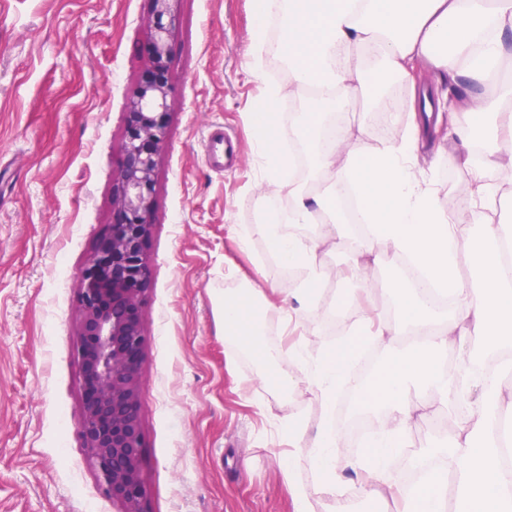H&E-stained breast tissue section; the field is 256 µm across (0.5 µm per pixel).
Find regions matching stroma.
<instances>
[{
    "label": "stroma",
    "mask_w": 512,
    "mask_h": 512,
    "mask_svg": "<svg viewBox=\"0 0 512 512\" xmlns=\"http://www.w3.org/2000/svg\"><path fill=\"white\" fill-rule=\"evenodd\" d=\"M150 0H0V512H112L80 446L84 389L78 355L80 274L112 222V183L126 137L125 112L149 57ZM254 0H178L169 44L167 141L156 157L151 285L142 313V475L147 512H293L285 466L312 483L306 456L286 458L280 425L299 416L306 437L323 426L309 391L290 396L264 384L262 366L224 334V296L244 281L287 290L299 282L263 236L237 232L268 221L251 114L267 82H287L267 30L263 68L252 71ZM396 75L368 85L345 107L352 134L378 144V108L396 97L390 130L421 117L423 91ZM236 142L231 164L214 165L204 146L215 132ZM446 136L421 138L422 174L441 204L457 205L471 169L439 161ZM328 278L315 316L299 335L281 334V312L261 316L260 340L307 358L347 336L360 285L345 280L352 253L317 252ZM398 255L372 268L381 289L374 320L399 315ZM405 351L377 345L376 362L349 403L378 415L364 389Z\"/></svg>",
    "instance_id": "stroma-1"
}]
</instances>
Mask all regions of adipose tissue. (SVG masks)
<instances>
[{
	"instance_id": "adipose-tissue-1",
	"label": "adipose tissue",
	"mask_w": 512,
	"mask_h": 512,
	"mask_svg": "<svg viewBox=\"0 0 512 512\" xmlns=\"http://www.w3.org/2000/svg\"><path fill=\"white\" fill-rule=\"evenodd\" d=\"M255 13L259 24L254 63H261L266 48L263 22L277 14L282 18L277 51L293 66L289 85L267 84L263 104L252 115L270 192H288L292 202L285 223L254 225L239 232L240 241L262 235L283 264L304 269L303 282L288 291L289 301L303 310L311 308L325 276L317 251L328 242L354 253L348 279H359L393 252L402 258L405 269L420 275L422 283L451 298L447 317H439L419 285L412 284L402 301L403 321L376 323L364 315L355 320L351 332L356 336L381 342L420 333L424 339L408 348L373 388L388 403L380 444L343 461L336 453L342 445L337 433L322 430L308 439L301 420L285 423L289 446L307 453L316 473L314 484L306 487L294 480L292 472H285L294 512H311L316 495L342 497L347 486L363 499L390 493L397 512H445L450 498L461 505V512H512V433L498 435L504 418H512V386H505L496 360L512 349V262L503 258L512 252V235H503L491 218L502 203L497 176L512 169V109L493 106V98L459 99L438 93L448 128L463 145L470 141L475 111L493 110L495 147L474 165L470 192L460 210L443 207L436 191L416 176L419 158L410 135L391 136L371 150L347 132L338 135L329 149L313 147L315 177L322 189L306 193L287 178L288 159L281 143L303 137L314 123L320 101L312 98L301 106L294 126L285 128L276 120L277 105L286 92L316 86L326 95L341 92L350 105L359 100L373 73L389 72L411 82L425 67L450 76L463 72L474 85L487 87L512 61L505 42L512 33V0H255ZM346 185L358 187L363 196L372 238L351 235L346 225L332 218L338 191ZM305 224L317 225V235L298 233V226ZM471 224L481 226L483 238L495 250L473 265L465 281L457 273V261L461 252L477 248L467 231ZM263 303L256 288L225 294L226 335L267 362V380L292 395L312 389L324 412H332L336 384L348 378L351 350L344 345L321 348L314 373L299 374L305 363L302 351H295L284 364L258 344ZM473 342L493 355L497 376L491 382L480 376L469 380L470 406L452 443L439 451L442 466L429 470L411 492H401L388 477L384 460L395 449L410 447L408 428L424 416L426 403L412 399L410 392L428 386L441 405L454 408L455 373L444 369L439 358L451 350L465 354ZM348 470L357 477L351 486L344 479Z\"/></svg>"
}]
</instances>
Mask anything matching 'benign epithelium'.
<instances>
[{
	"mask_svg": "<svg viewBox=\"0 0 512 512\" xmlns=\"http://www.w3.org/2000/svg\"><path fill=\"white\" fill-rule=\"evenodd\" d=\"M151 53L127 104L126 140L112 184V224L82 270L78 294L84 404L78 437L115 512L144 509L140 360L150 282L146 243L156 156L167 138V54L177 0H151Z\"/></svg>",
	"mask_w": 512,
	"mask_h": 512,
	"instance_id": "benign-epithelium-1",
	"label": "benign epithelium"
}]
</instances>
